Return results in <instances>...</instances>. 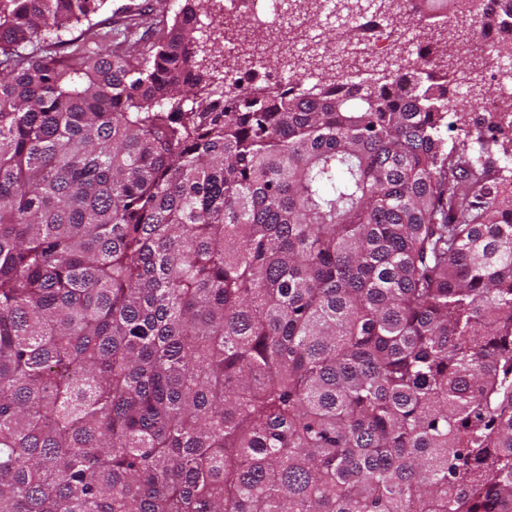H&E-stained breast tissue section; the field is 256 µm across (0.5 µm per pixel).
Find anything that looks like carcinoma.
I'll return each mask as SVG.
<instances>
[{
	"instance_id": "1",
	"label": "carcinoma",
	"mask_w": 512,
	"mask_h": 512,
	"mask_svg": "<svg viewBox=\"0 0 512 512\" xmlns=\"http://www.w3.org/2000/svg\"><path fill=\"white\" fill-rule=\"evenodd\" d=\"M106 2L0 0V512H512L507 125L421 52L230 87L204 0L99 54Z\"/></svg>"
}]
</instances>
